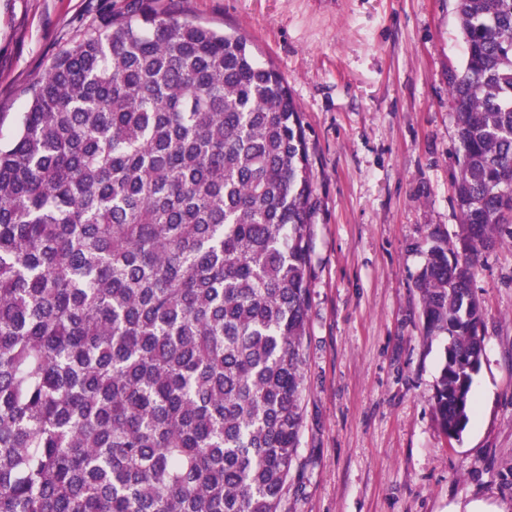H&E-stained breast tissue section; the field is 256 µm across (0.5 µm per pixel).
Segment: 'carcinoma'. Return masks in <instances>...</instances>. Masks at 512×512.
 Wrapping results in <instances>:
<instances>
[{"label": "carcinoma", "instance_id": "obj_1", "mask_svg": "<svg viewBox=\"0 0 512 512\" xmlns=\"http://www.w3.org/2000/svg\"><path fill=\"white\" fill-rule=\"evenodd\" d=\"M458 245L416 287L470 421L472 291L512 224V0H457ZM0 146V512H284L303 424L313 174L249 40L128 0L56 55Z\"/></svg>", "mask_w": 512, "mask_h": 512}]
</instances>
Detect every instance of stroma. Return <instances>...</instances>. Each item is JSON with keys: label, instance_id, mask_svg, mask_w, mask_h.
Masks as SVG:
<instances>
[{"label": "stroma", "instance_id": "35a3bbf8", "mask_svg": "<svg viewBox=\"0 0 512 512\" xmlns=\"http://www.w3.org/2000/svg\"><path fill=\"white\" fill-rule=\"evenodd\" d=\"M126 0H0V143L25 93ZM247 36L302 115L314 174L304 418L287 512H512V237L483 252L477 412L460 440L432 409L447 340L415 286L439 229L456 243L461 153L448 75L456 0H154Z\"/></svg>", "mask_w": 512, "mask_h": 512}]
</instances>
